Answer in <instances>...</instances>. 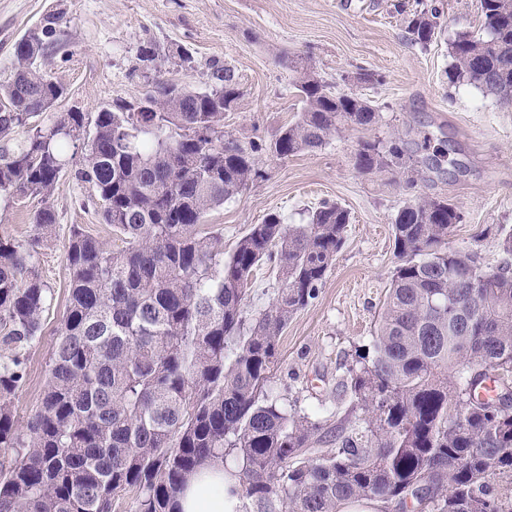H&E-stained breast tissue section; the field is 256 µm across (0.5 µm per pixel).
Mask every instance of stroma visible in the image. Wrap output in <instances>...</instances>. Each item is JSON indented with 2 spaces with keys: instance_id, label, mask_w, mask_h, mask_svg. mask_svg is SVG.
<instances>
[{
  "instance_id": "1",
  "label": "stroma",
  "mask_w": 512,
  "mask_h": 512,
  "mask_svg": "<svg viewBox=\"0 0 512 512\" xmlns=\"http://www.w3.org/2000/svg\"><path fill=\"white\" fill-rule=\"evenodd\" d=\"M434 1L442 16L432 41L412 43L409 17ZM50 14L62 20L38 65L66 90L60 112L136 101L159 78L204 87L213 59L234 68L241 95L224 115V131L261 150L254 181L206 217V231L223 237L225 251L272 212L303 224L326 200L348 211L344 244L317 298L280 336L269 383L283 403L317 415L326 448L335 447L337 415L351 407L338 381L373 334L398 263L392 221L404 202L421 195L454 204L463 221L451 246L477 251L493 267L503 260L500 239L512 234V106L448 79L451 42L481 28L478 0H0V82L13 72L16 42ZM147 46L157 54L154 62L140 59ZM179 46L191 52L192 63L174 58ZM287 56L311 57L331 92L370 101L376 124L350 126L322 148L276 157L271 144L303 108L297 75L283 63ZM365 73L375 81H362ZM395 136L407 145L402 164L369 174L355 168L362 143ZM50 203L56 226L37 248L36 270L53 299L14 400L22 423L40 404L67 305L73 226L107 248L120 244L89 187L72 176L59 180ZM39 206L31 197L0 198V235L33 239Z\"/></svg>"
}]
</instances>
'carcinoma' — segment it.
Returning <instances> with one entry per match:
<instances>
[{"instance_id": "1", "label": "carcinoma", "mask_w": 512, "mask_h": 512, "mask_svg": "<svg viewBox=\"0 0 512 512\" xmlns=\"http://www.w3.org/2000/svg\"><path fill=\"white\" fill-rule=\"evenodd\" d=\"M481 33L451 45V79L512 103V0H479ZM436 4L414 14V43L435 35ZM60 18L15 44L0 84V197L40 199L35 230L52 236L50 196L61 176L91 188L115 249L79 227L66 261L68 305L41 402L18 424L14 398L52 301L23 243L0 237V512H179L189 477L208 462L241 463L239 512H341L375 500L415 512H512V266L484 265L450 246L462 215L446 200L410 198L394 220L398 265L371 343L339 386L352 410L336 447L323 425L269 388L288 321L318 295L344 243L349 214L324 201L306 224L276 212L250 225L232 252L204 229L207 213L245 190L255 153L224 134L241 92L234 70L209 62L210 84L156 80L143 101L98 112H51L61 87L37 66ZM292 68L303 108L274 143L279 158L313 151L348 125L376 123L373 106L333 94L309 61ZM27 84L30 97L18 92ZM87 140L82 157L69 148ZM404 157L399 138L365 142L354 166L371 173ZM263 265L279 286L247 310Z\"/></svg>"}]
</instances>
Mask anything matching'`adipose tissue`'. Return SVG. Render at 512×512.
I'll use <instances>...</instances> for the list:
<instances>
[{
	"label": "adipose tissue",
	"mask_w": 512,
	"mask_h": 512,
	"mask_svg": "<svg viewBox=\"0 0 512 512\" xmlns=\"http://www.w3.org/2000/svg\"><path fill=\"white\" fill-rule=\"evenodd\" d=\"M235 463L203 465L188 480L181 496L182 512H238L240 499Z\"/></svg>",
	"instance_id": "ef3b65f1"
}]
</instances>
